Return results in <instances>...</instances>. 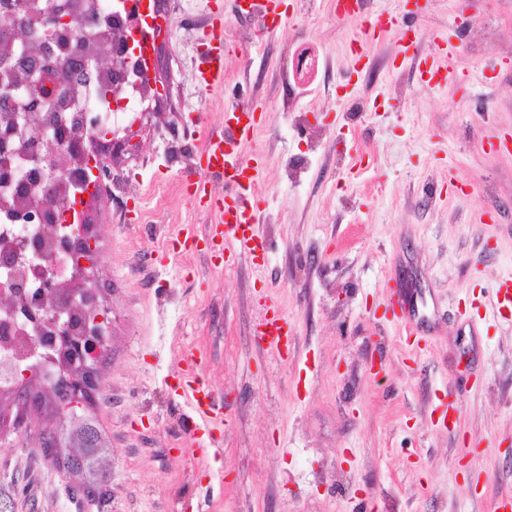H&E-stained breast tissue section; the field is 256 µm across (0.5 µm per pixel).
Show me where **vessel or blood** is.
Segmentation results:
<instances>
[{
	"mask_svg": "<svg viewBox=\"0 0 512 512\" xmlns=\"http://www.w3.org/2000/svg\"><path fill=\"white\" fill-rule=\"evenodd\" d=\"M283 4L284 0H251L248 11L262 19L269 32L276 33L288 20ZM402 21V13L390 11L369 19L365 30L368 41L381 39ZM204 43L206 51L202 59L201 79L208 87L224 77V0H212ZM256 127L254 117H241L234 107L225 109L223 127L203 131L198 160L182 174L186 193L202 208L213 213L217 224L223 226L225 250L251 259L263 255L267 247L259 230V202L252 193L263 164L259 161L251 163L244 158L245 148L251 143ZM213 177L223 180V195H212L209 180ZM254 333L271 353L279 357L286 355L290 327L278 305L267 306L254 327ZM199 367L200 362L194 353H183L174 374V389L190 403L189 433H209V447L217 453L221 450L222 440L214 436L213 431L219 410L212 394L199 382Z\"/></svg>",
	"mask_w": 512,
	"mask_h": 512,
	"instance_id": "b4317fda",
	"label": "vessel or blood"
}]
</instances>
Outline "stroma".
I'll use <instances>...</instances> for the list:
<instances>
[{
  "mask_svg": "<svg viewBox=\"0 0 512 512\" xmlns=\"http://www.w3.org/2000/svg\"><path fill=\"white\" fill-rule=\"evenodd\" d=\"M419 4L404 23L422 54L461 50L442 87L401 55L402 29L353 60L364 18L398 0L343 19L333 0H289L290 24L246 61L250 23L226 0L224 78L205 90L209 0H161L167 94L91 211L112 310L89 410L109 454L107 512H494L512 499V304L496 300L512 277V0ZM239 90L264 107L247 152L265 160L255 194L272 249L256 264L212 246L213 215L179 186L199 129L222 126ZM186 224L198 247L173 252ZM268 297L293 324L284 360L253 334ZM184 351L223 412L217 457L185 448L190 409L172 388ZM15 412L0 399V512H85L70 476L6 431Z\"/></svg>",
  "mask_w": 512,
  "mask_h": 512,
  "instance_id": "obj_1",
  "label": "stroma"
}]
</instances>
